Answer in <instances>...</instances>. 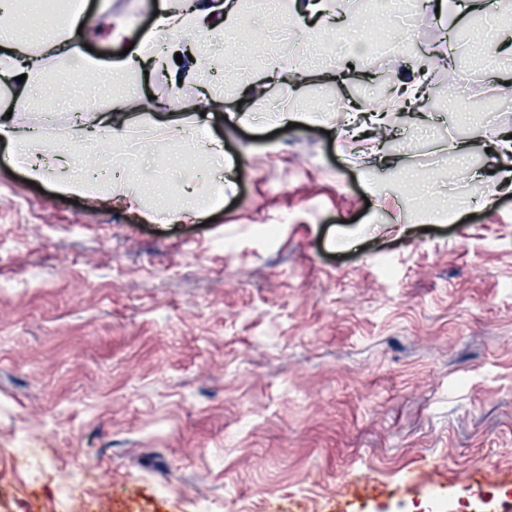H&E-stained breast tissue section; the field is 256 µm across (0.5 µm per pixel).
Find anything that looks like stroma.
I'll return each instance as SVG.
<instances>
[{
  "label": "stroma",
  "mask_w": 512,
  "mask_h": 512,
  "mask_svg": "<svg viewBox=\"0 0 512 512\" xmlns=\"http://www.w3.org/2000/svg\"><path fill=\"white\" fill-rule=\"evenodd\" d=\"M280 2L242 0L244 47L309 58L286 27L257 41ZM475 3L350 55L363 101L472 31ZM495 40L459 73L470 111L406 118L378 157L337 145L340 113L277 134L263 104L227 123L221 94L232 171L206 224L60 199L0 142V512H60L62 484L74 512H407L429 489L512 512V192L491 150L512 132V19ZM197 85L154 70L132 92L173 108ZM77 93L37 74L23 96L63 114Z\"/></svg>",
  "instance_id": "obj_1"
}]
</instances>
